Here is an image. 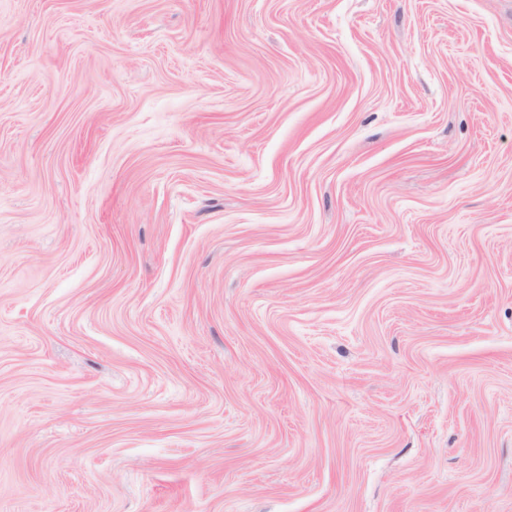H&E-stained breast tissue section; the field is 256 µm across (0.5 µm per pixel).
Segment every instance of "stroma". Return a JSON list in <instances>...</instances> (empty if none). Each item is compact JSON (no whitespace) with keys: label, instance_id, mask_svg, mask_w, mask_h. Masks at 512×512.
I'll return each instance as SVG.
<instances>
[{"label":"stroma","instance_id":"obj_1","mask_svg":"<svg viewBox=\"0 0 512 512\" xmlns=\"http://www.w3.org/2000/svg\"><path fill=\"white\" fill-rule=\"evenodd\" d=\"M0 512H512V0H0Z\"/></svg>","mask_w":512,"mask_h":512}]
</instances>
